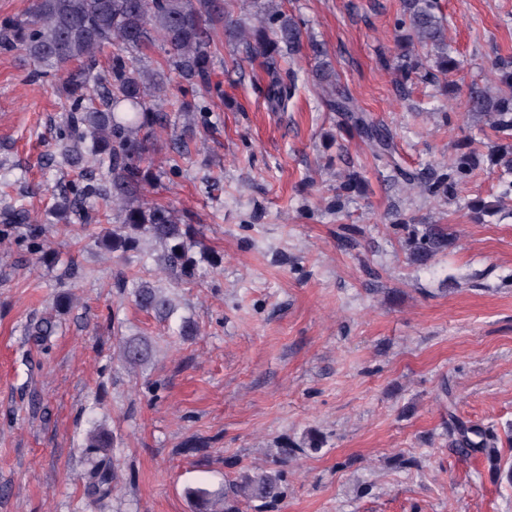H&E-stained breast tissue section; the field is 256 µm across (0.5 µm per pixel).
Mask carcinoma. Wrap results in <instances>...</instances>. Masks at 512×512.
<instances>
[{"instance_id": "1", "label": "carcinoma", "mask_w": 512, "mask_h": 512, "mask_svg": "<svg viewBox=\"0 0 512 512\" xmlns=\"http://www.w3.org/2000/svg\"><path fill=\"white\" fill-rule=\"evenodd\" d=\"M239 0H33L25 17L0 21V49L19 50L36 66V75L52 77L64 98V121L56 133L58 155H49L46 165L60 163L78 171L77 184L59 183L53 193V215L66 225L77 216L86 224L112 219L98 244L122 255L138 248L147 236L164 247V259L176 279L189 282L197 274V260L190 244L191 225L174 208L146 199V187L157 174L149 155L160 152L183 155L196 122H187L167 141L160 134L171 126L170 111L200 112L201 91L210 88L213 76V33L224 28L232 47V67L242 68L255 58L264 60L268 81L265 99L273 112L288 109L298 85L297 74L281 68V62L307 52L315 61L313 81L329 90L326 106L337 114L338 127L354 130L370 144L374 161L388 167L392 180L421 188L433 197L449 201L473 171L482 165L498 169L503 191L493 203L482 199L464 205L477 223L484 216L502 211L503 200L512 197V73L505 88L492 96L477 85L470 88L468 111L490 114V127L499 143L487 155L472 149L462 151L448 163V170L429 165L419 171L402 166L387 130L354 110L346 89H336V77L325 44L304 39L298 22L283 8V0H250L251 23L235 16ZM412 37L423 49L435 53L434 80L459 61L448 52L444 24L434 0H403V18ZM114 47L105 68L97 53ZM159 48L164 60L156 67L143 63L145 52ZM407 81L420 63L403 47L386 61ZM3 232L22 224L33 240V253L44 250L43 229L28 209L10 208L0 215ZM448 235L431 228L415 242L411 259L425 264L438 251L448 248ZM132 295L143 310L162 319L173 314L171 303L160 289L133 281ZM55 324L43 318L30 336L37 343L54 333ZM130 365L147 361L149 344L130 339L121 345ZM450 445L461 456L484 454L494 448L497 436L477 424L451 414ZM115 472L108 457L92 460L85 494L103 500L112 494ZM282 474L261 470L242 476L223 490L189 487L186 495L194 512H240V500L258 502L262 510L282 497Z\"/></svg>"}]
</instances>
